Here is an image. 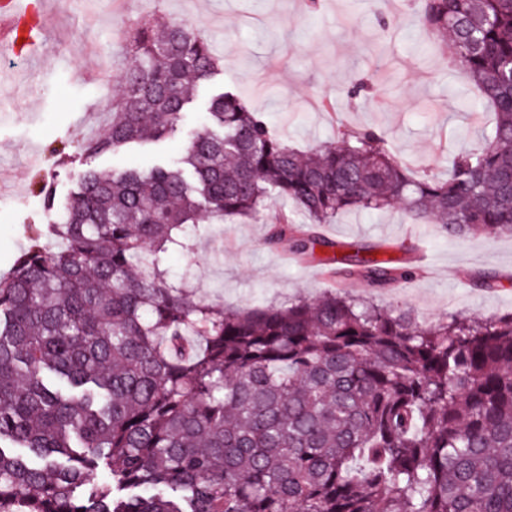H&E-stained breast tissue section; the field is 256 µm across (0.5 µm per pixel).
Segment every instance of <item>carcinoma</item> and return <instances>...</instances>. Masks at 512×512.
Here are the masks:
<instances>
[{
  "label": "carcinoma",
  "instance_id": "obj_1",
  "mask_svg": "<svg viewBox=\"0 0 512 512\" xmlns=\"http://www.w3.org/2000/svg\"><path fill=\"white\" fill-rule=\"evenodd\" d=\"M492 111L448 175L416 176L373 127L298 150L238 91L183 157L83 171L0 276V512H512V314L423 324L340 289L247 310L165 261L202 214L296 224L398 208L455 238L512 236V0H403ZM130 62L88 156L173 134L222 69L186 21L124 20ZM280 198L293 212L266 213ZM301 255L335 243L293 240ZM347 276L412 279L357 250Z\"/></svg>",
  "mask_w": 512,
  "mask_h": 512
}]
</instances>
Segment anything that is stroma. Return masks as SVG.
Returning <instances> with one entry per match:
<instances>
[{"instance_id": "1", "label": "stroma", "mask_w": 512, "mask_h": 512, "mask_svg": "<svg viewBox=\"0 0 512 512\" xmlns=\"http://www.w3.org/2000/svg\"><path fill=\"white\" fill-rule=\"evenodd\" d=\"M48 38L36 68L20 57L0 59V273L27 246L41 204L31 191L33 173L53 177L66 196L86 166L104 174L177 161L205 123L212 96L242 92L266 112L289 144L305 149L332 142L339 125L384 132L393 153L421 169L445 173L449 155L474 147L490 122L476 104L467 77L424 44L412 17L387 37L372 0H321L309 12L303 0H44ZM152 15L164 23L185 19L209 35L223 53L224 69L198 90L174 134L89 159L72 149L57 168L49 149L97 133L128 57L119 22ZM371 93L368 109L350 105L352 78ZM273 225L228 219L207 224L193 252L169 256L171 276L191 273L198 295L233 307L310 299L341 289L374 296L383 306L414 310L433 322L448 315L491 317L512 313V237L445 235L410 223L400 211L346 214L319 227L322 237L351 249L370 247L380 260L406 262L421 254L416 276L380 292L359 278L340 279L319 260L292 257L269 244ZM494 288L478 287L480 277Z\"/></svg>"}]
</instances>
